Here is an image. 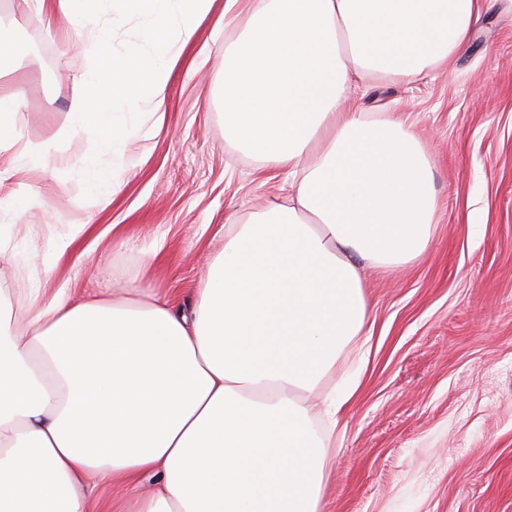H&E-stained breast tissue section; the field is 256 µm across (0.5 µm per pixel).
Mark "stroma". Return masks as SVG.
I'll return each instance as SVG.
<instances>
[{
  "label": "stroma",
  "mask_w": 512,
  "mask_h": 512,
  "mask_svg": "<svg viewBox=\"0 0 512 512\" xmlns=\"http://www.w3.org/2000/svg\"><path fill=\"white\" fill-rule=\"evenodd\" d=\"M103 27L68 20L57 0H0V43L23 48L0 56V89L21 96L10 117L21 142L65 125ZM239 31L210 18L184 48L162 129L146 102L128 118L134 161L108 199L90 203L78 174L96 131L61 139L36 170L0 151V199L18 205L0 210V306L14 319L60 291L148 288L188 310L225 225L285 203L286 172L224 136V46ZM344 106L406 119L436 212L423 255L365 271L369 362L325 450L318 512H512V0H494L448 66L409 83L372 75Z\"/></svg>",
  "instance_id": "stroma-1"
}]
</instances>
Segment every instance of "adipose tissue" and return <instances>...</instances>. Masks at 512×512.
I'll use <instances>...</instances> for the list:
<instances>
[{
	"label": "adipose tissue",
	"instance_id": "1",
	"mask_svg": "<svg viewBox=\"0 0 512 512\" xmlns=\"http://www.w3.org/2000/svg\"><path fill=\"white\" fill-rule=\"evenodd\" d=\"M216 0H60L81 19H139L140 42L101 59L72 98L65 133L96 129L78 172L88 194L118 183L99 157L129 152L124 122L150 99L165 113L181 47ZM486 0H225L244 16L224 49V129L293 180L287 204L234 224L189 313L145 288L62 292L21 324L0 314V512H318L324 442L307 406L340 345L367 322L360 262L426 250L432 171L411 128L342 110L374 73L411 81L467 46ZM20 104L0 92V148L19 169ZM154 485L141 490V477ZM119 490L104 503L100 488Z\"/></svg>",
	"mask_w": 512,
	"mask_h": 512
}]
</instances>
